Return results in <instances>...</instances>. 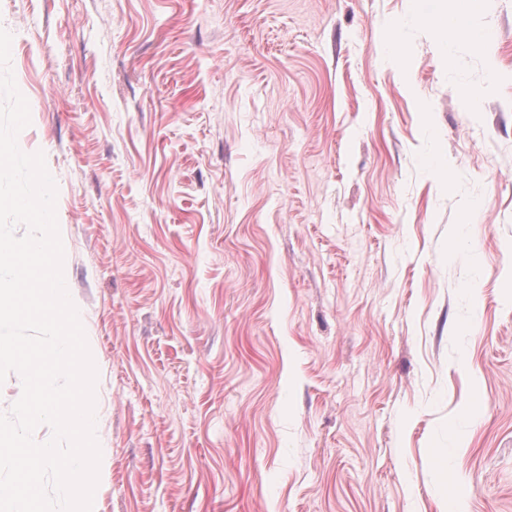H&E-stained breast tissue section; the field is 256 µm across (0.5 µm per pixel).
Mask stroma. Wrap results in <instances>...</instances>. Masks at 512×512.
Instances as JSON below:
<instances>
[{"label": "stroma", "instance_id": "35a3bbf8", "mask_svg": "<svg viewBox=\"0 0 512 512\" xmlns=\"http://www.w3.org/2000/svg\"><path fill=\"white\" fill-rule=\"evenodd\" d=\"M443 7L0 0L98 512H512V0ZM452 5L446 10L444 22L431 25V31L434 42L441 49L447 48L448 44V22L460 17L464 4L465 12L467 9L475 6L478 0H451Z\"/></svg>", "mask_w": 512, "mask_h": 512}]
</instances>
